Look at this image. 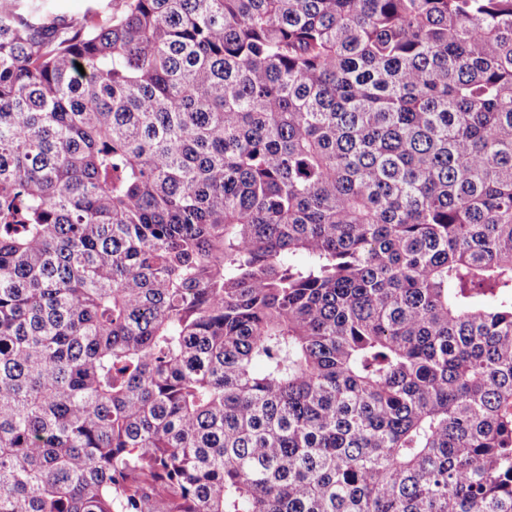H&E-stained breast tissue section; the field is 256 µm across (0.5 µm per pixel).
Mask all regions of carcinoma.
<instances>
[{
    "mask_svg": "<svg viewBox=\"0 0 512 512\" xmlns=\"http://www.w3.org/2000/svg\"><path fill=\"white\" fill-rule=\"evenodd\" d=\"M0 512H512V0H0Z\"/></svg>",
    "mask_w": 512,
    "mask_h": 512,
    "instance_id": "obj_1",
    "label": "carcinoma"
}]
</instances>
